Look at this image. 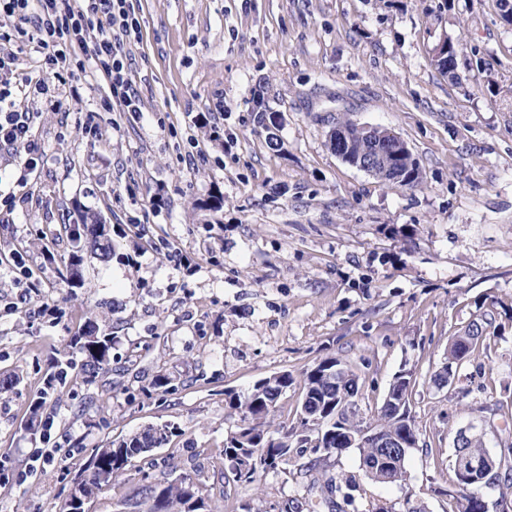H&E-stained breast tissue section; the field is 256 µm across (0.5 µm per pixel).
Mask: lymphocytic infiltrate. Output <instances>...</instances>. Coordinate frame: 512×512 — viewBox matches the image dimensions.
<instances>
[{"mask_svg": "<svg viewBox=\"0 0 512 512\" xmlns=\"http://www.w3.org/2000/svg\"><path fill=\"white\" fill-rule=\"evenodd\" d=\"M0 14L16 19L19 39L40 55L37 70L23 78L29 95L51 99L54 79L90 73L107 85L106 107L141 111V98L118 51L124 38L141 31L132 0H0ZM13 62V51L0 46V150L23 149V167L32 172L43 149L31 134L29 113L15 110L9 101Z\"/></svg>", "mask_w": 512, "mask_h": 512, "instance_id": "f902f5d3", "label": "lymphocytic infiltrate"}]
</instances>
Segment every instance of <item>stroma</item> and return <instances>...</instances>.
Wrapping results in <instances>:
<instances>
[{
	"label": "stroma",
	"mask_w": 512,
	"mask_h": 512,
	"mask_svg": "<svg viewBox=\"0 0 512 512\" xmlns=\"http://www.w3.org/2000/svg\"><path fill=\"white\" fill-rule=\"evenodd\" d=\"M141 33L121 50L140 114L106 111L90 76L56 84L54 103L14 86L32 113L43 160L18 187L23 151H0V464L29 469L0 484V512H58L94 449L149 424L179 434L139 459L89 512H124L145 479L204 471L221 483L233 426L225 393L327 356L358 374L357 407L372 418L402 364L417 374L412 412L427 442L405 485H367L446 512L458 430L498 450L512 424V25L498 0H133ZM459 48L456 76L432 61ZM277 113L279 148L256 100ZM349 121L392 131L423 183L381 182L327 144ZM99 214L110 261L85 255V285L64 275L80 243L77 210ZM29 270L21 276L12 254ZM98 308L112 326V372L80 368L50 384L52 360ZM486 349L452 386L430 377L452 341L484 312ZM168 392L152 387L156 376ZM52 420L32 433L30 403ZM296 466L232 490L227 512H278L303 486Z\"/></svg>",
	"instance_id": "obj_1"
}]
</instances>
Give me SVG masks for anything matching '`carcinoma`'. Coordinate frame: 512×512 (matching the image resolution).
<instances>
[{
  "instance_id": "cac0c4a2",
  "label": "carcinoma",
  "mask_w": 512,
  "mask_h": 512,
  "mask_svg": "<svg viewBox=\"0 0 512 512\" xmlns=\"http://www.w3.org/2000/svg\"><path fill=\"white\" fill-rule=\"evenodd\" d=\"M397 173L380 166L374 177L384 180L401 176L400 185L410 189L422 183L418 162L409 165L395 163ZM78 220L73 224L76 239L101 259L112 253V243L101 219L79 208ZM83 256L71 254L66 265V281L73 287L84 286L79 268ZM495 316L480 314L464 336L457 337L448 347V364L431 376L434 386L441 389L453 378L452 365H462L475 347L484 344V331ZM115 337L100 324V314L90 309L78 334L71 337L69 352L82 358L87 381L112 372V346ZM416 387L414 370L402 367L390 384L376 419L366 422L359 415L356 398L360 392L359 378L352 367L339 358L330 356L315 363L297 379L291 373L279 372L257 380L242 392L225 393L229 416L234 418V430L224 439L222 451L225 483L250 485L264 475L286 469L294 459L307 453L316 456L301 467L309 473L316 469V461L330 458L348 448L359 454V469L371 483L402 484L406 481V460L410 451L422 441V430L412 414V397ZM299 389L300 401L296 423L274 425L279 401L293 389ZM44 396H39L30 407L27 429L35 430L42 423ZM155 426L147 425L139 431L109 445L98 448L90 457L86 474L75 483L60 512H85V498L112 488L114 481L132 468L142 456L155 448H163L177 436V428L167 427L160 440H155ZM178 465L170 458L169 477L142 486L123 504L132 512H224V496L211 494L197 476L176 474ZM476 475L477 481L461 489L465 475ZM500 484L512 487V442L501 444L497 453L488 450L482 436L468 434L456 449L453 468L450 512H487L483 489ZM357 487L351 480L345 486L325 473L313 475L306 485V497L287 500L283 512H303L305 509L325 507L331 512H395L383 504L367 501L360 511L355 496L349 489Z\"/></svg>"
}]
</instances>
